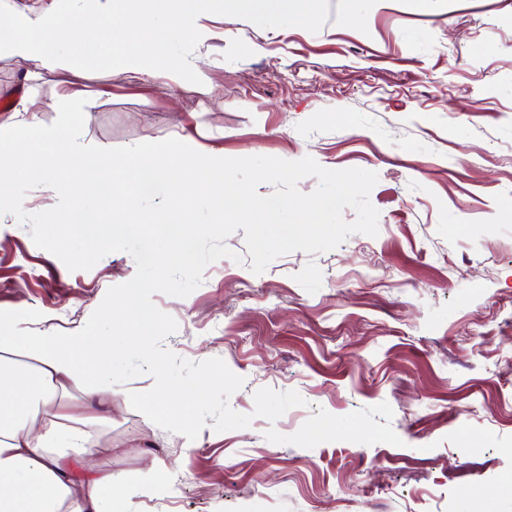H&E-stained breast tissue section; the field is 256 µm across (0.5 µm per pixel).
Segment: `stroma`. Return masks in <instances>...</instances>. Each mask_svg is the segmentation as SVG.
<instances>
[{"instance_id":"obj_1","label":"stroma","mask_w":512,"mask_h":512,"mask_svg":"<svg viewBox=\"0 0 512 512\" xmlns=\"http://www.w3.org/2000/svg\"><path fill=\"white\" fill-rule=\"evenodd\" d=\"M203 23L197 85L0 55V129L25 98L51 124L81 89L100 147L376 172L379 233L257 275L240 229L189 296L153 295L178 323L162 348L243 377L235 411L264 387L306 404L190 441L131 407L151 375L113 386L94 433L122 512H512V0H329L316 33ZM30 231L0 216V311L74 333L136 272L125 252L68 270Z\"/></svg>"}]
</instances>
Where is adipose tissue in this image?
I'll use <instances>...</instances> for the list:
<instances>
[{
    "label": "adipose tissue",
    "mask_w": 512,
    "mask_h": 512,
    "mask_svg": "<svg viewBox=\"0 0 512 512\" xmlns=\"http://www.w3.org/2000/svg\"><path fill=\"white\" fill-rule=\"evenodd\" d=\"M23 322L0 313V512H114L120 482L88 429L112 421L111 350Z\"/></svg>",
    "instance_id": "1"
}]
</instances>
